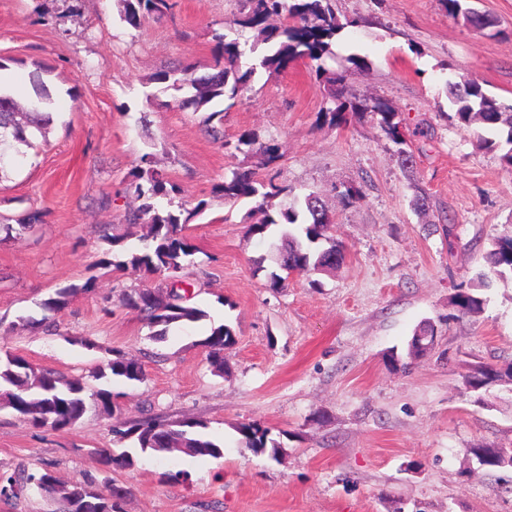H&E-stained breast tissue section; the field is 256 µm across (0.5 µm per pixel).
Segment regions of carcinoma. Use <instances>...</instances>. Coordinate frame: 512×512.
<instances>
[{
  "instance_id": "obj_1",
  "label": "carcinoma",
  "mask_w": 512,
  "mask_h": 512,
  "mask_svg": "<svg viewBox=\"0 0 512 512\" xmlns=\"http://www.w3.org/2000/svg\"><path fill=\"white\" fill-rule=\"evenodd\" d=\"M448 14L462 18L464 23L479 29L495 27V21L463 5L464 0H441ZM124 18L132 26L141 24L144 18L161 20L171 14L170 0H122ZM283 19L278 25L269 23L271 17ZM344 29L331 7V0H244L239 15L226 23L225 32L215 35L213 64L209 71L196 75L194 67L165 70L152 77V82L165 85V89L176 93L186 89L193 91L187 97H174V102L191 106L198 112L216 98H223L227 108L247 89L257 69L277 73L299 59L312 62L332 53V45ZM343 75L325 78L322 115L330 124L345 125L354 118L371 116L376 119L384 135L396 144L403 141L402 120L387 102L368 97L347 98L337 85ZM448 99L455 106V117L459 126L467 128L478 120L488 130H496L499 139L480 137V144L495 151L508 146L500 159L512 169V104H506L486 93L481 85L470 79L449 82L446 85ZM19 102L6 89L0 88V173L8 165L7 146L9 140L33 146L37 135L44 133L52 121L49 104L39 101L37 111L18 112ZM235 151L246 157L259 155L262 165L275 168L282 154L279 146L271 141H261L247 131L239 135ZM144 166L134 174L130 184L138 206L127 212L131 224H144L148 232L139 248L125 254V259L109 261L107 265L116 270L132 271L146 278L160 276L164 284L154 288H129L122 291L118 302L143 315L148 325L154 328L153 336L164 340L174 327H183L200 322L207 312L188 304V297L181 293L177 284L182 282L189 267L196 264V247L185 234L189 221L197 211L184 208L177 210L161 205L160 199L175 190L168 175L143 159ZM217 191L226 201L253 199L264 212V219L250 226L253 235L265 236L272 226L297 225L302 237L288 235L286 251L282 255L280 268L298 273L331 270L345 259L344 246L330 237L332 216L319 197L308 194L288 206L274 203L284 192L273 181L259 179L250 169L237 168ZM42 213L34 212L26 221L13 227L3 225L0 230L6 235H22L41 223ZM326 248L319 247L322 242ZM488 271L480 273L467 287H460L451 303L463 315L481 311L485 300L479 291L487 287L491 277L505 278L512 274V236L497 239L486 253ZM94 289L92 282L71 284L56 289L38 303L42 312L39 320L27 319L48 331L55 330L56 316L65 311L79 293ZM71 342L87 350L104 352L100 364L89 376H66L54 369L35 368L19 355L6 358L0 363V405L11 409L16 416L36 429L63 431L76 427L87 412L89 403L107 411L112 408L116 395L104 388H91L88 379L96 381L123 379L141 382L146 373L141 362L127 358L119 351L104 348L86 336H74ZM233 329L220 324L210 328V333L198 341L208 356L213 373H224V351L236 345ZM435 330L430 326L425 333L415 336L411 342V353L419 355L434 348ZM468 392L476 396V402L485 403V396L495 386H504L512 392V364L506 368L476 364L470 366L464 376ZM207 422L195 420L170 421L161 416L149 415L129 423L113 427L119 441L129 440L133 450L120 452L112 449H97L95 454L107 471H122L135 465L134 453L155 456L182 453L189 457L219 458L224 455V443L207 432ZM241 443L255 453H270L274 459L280 448L268 437V430L256 423H244L238 427ZM472 460L486 471L512 470V448L477 444L469 449ZM98 482L94 474H87L76 484L61 482L45 467L32 471L26 466L12 470H0V486L9 490L8 498L17 499L23 493L47 497L57 505L58 512H78L75 505L89 500L88 490Z\"/></svg>"
}]
</instances>
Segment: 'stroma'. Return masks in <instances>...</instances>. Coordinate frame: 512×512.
Returning <instances> with one entry per match:
<instances>
[{"instance_id": "35a3bbf8", "label": "stroma", "mask_w": 512, "mask_h": 512, "mask_svg": "<svg viewBox=\"0 0 512 512\" xmlns=\"http://www.w3.org/2000/svg\"><path fill=\"white\" fill-rule=\"evenodd\" d=\"M468 2L496 27L465 25L440 0H335L345 28L325 65L345 71L349 94L392 104L399 145L368 117L329 124L308 60L258 72L218 121L220 142L204 113L158 94L156 73L211 64L212 35L241 0H172V17L137 28L123 20L121 0H0V58L30 97L37 66L47 67L55 101L36 147H22L0 176V224L45 214L33 232L0 239V359L17 354L77 376L106 347L146 371L141 383L113 381V414L90 407L69 431L39 430L0 408V469L51 462L61 479L81 482L96 468L92 449L113 447L114 420L151 412L207 421L224 455L140 456L111 476L125 490L122 512H512V471L468 464L475 443L512 447V393L491 391L478 405L463 385L469 364L512 361V281L491 279L481 313L464 316L450 303L458 284L483 271L492 241L512 235V170L480 148V128L452 120L445 92L469 78L512 103V0ZM353 55L365 66L351 65ZM245 130L280 145L278 184L294 196L317 192L334 213L331 234L346 249L335 271L268 288L284 227L259 240L249 231L263 218L254 201L216 191L244 160L234 145ZM146 155L178 186L173 206L199 210L186 230L198 249L187 289L209 314L160 341L136 311L102 301L145 285L102 266L110 245L101 229L139 247L125 188ZM351 187L362 201H347ZM421 191L424 210L414 205ZM89 280L94 291L59 315L58 334L28 324L55 289ZM427 321L435 347L410 357ZM215 323L237 334L220 377L198 345ZM76 336L99 350L73 344ZM392 353L400 369L390 367ZM248 422L268 429L279 458L239 446L237 428ZM178 470L187 481L168 480Z\"/></svg>"}]
</instances>
